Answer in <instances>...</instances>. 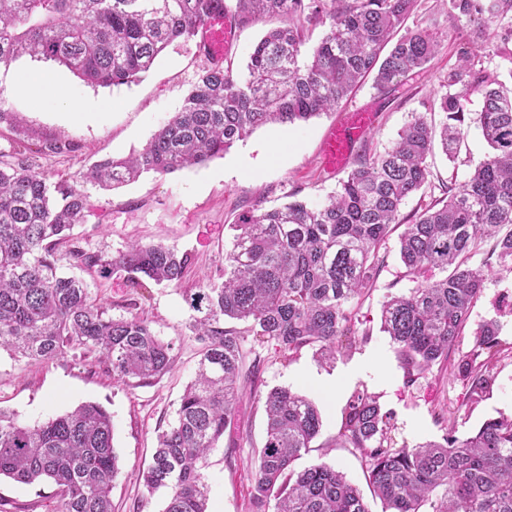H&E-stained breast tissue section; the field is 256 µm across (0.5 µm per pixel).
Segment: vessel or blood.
Instances as JSON below:
<instances>
[{
    "label": "vessel or blood",
    "mask_w": 512,
    "mask_h": 512,
    "mask_svg": "<svg viewBox=\"0 0 512 512\" xmlns=\"http://www.w3.org/2000/svg\"><path fill=\"white\" fill-rule=\"evenodd\" d=\"M236 35V21L231 14L213 12L199 32V46L211 60L220 62ZM375 110L357 108L344 117L327 133L321 149V163L329 174L345 169L351 162L356 145L375 127Z\"/></svg>",
    "instance_id": "vessel-or-blood-1"
}]
</instances>
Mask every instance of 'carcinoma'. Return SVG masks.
Returning a JSON list of instances; mask_svg holds the SVG:
<instances>
[{
	"label": "carcinoma",
	"mask_w": 512,
	"mask_h": 512,
	"mask_svg": "<svg viewBox=\"0 0 512 512\" xmlns=\"http://www.w3.org/2000/svg\"><path fill=\"white\" fill-rule=\"evenodd\" d=\"M416 7L417 0H0V63L29 56L92 86L122 85L171 45L194 38L218 8L240 26L280 19L254 46L244 73L229 65L201 69L181 109L142 150L81 173V181L113 189L144 173L202 165L268 124L333 112L371 74L386 92L426 71L441 36L427 28L397 36ZM449 9L470 36L448 70L440 131L415 117L390 149L359 159L325 203L294 200L241 215L231 225L222 282L187 298L199 313L193 330L202 357L174 422L158 434L152 462L139 473L148 494L166 491L163 512H208L201 463L234 424L247 345L273 341L286 360L315 347L331 361L367 338L353 303L374 287L380 249L396 226H404L400 261L419 284L388 297L381 329L397 347L407 382L446 362L465 385L466 402L490 392L494 363L512 352L497 323L478 325L471 353L456 356V345L487 277L497 266L512 269V87L481 61L492 44L512 64V0H449ZM309 25L326 30L307 55ZM474 94L482 98L476 121L492 152L407 222L402 206L428 180L435 139L454 157L461 100ZM62 150L39 140L34 151H0V350L28 361L93 356L123 383L157 380L171 368L173 344L136 314L109 315L82 279L60 271V260L139 286L144 279L179 283L188 257L161 243L134 242L117 256L84 249L73 230L87 223V196L74 180L50 181L31 160L33 152ZM481 253V263L471 264ZM226 319L246 327L226 329ZM265 414L253 486L258 509L369 512L343 472L325 463L296 468L322 428L307 395L274 388ZM395 431L392 413L358 391L336 437L364 459L374 494L393 512H512V416L489 419L466 439L449 428L443 441L413 447L397 445ZM118 473L112 415L103 405L88 402L32 422L0 410V478L51 481L58 512H112Z\"/></svg>",
	"instance_id": "obj_1"
}]
</instances>
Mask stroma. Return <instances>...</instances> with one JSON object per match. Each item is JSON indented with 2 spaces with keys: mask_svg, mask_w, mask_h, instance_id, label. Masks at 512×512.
I'll list each match as a JSON object with an SVG mask.
<instances>
[{
  "mask_svg": "<svg viewBox=\"0 0 512 512\" xmlns=\"http://www.w3.org/2000/svg\"><path fill=\"white\" fill-rule=\"evenodd\" d=\"M406 29L426 27L443 34L444 40L424 73L410 77L396 90L381 93L364 83L336 111L294 125H272L256 130L234 144L223 156L205 165L168 175L146 174L138 181L113 190L85 184L90 216L77 227L83 245L91 251L118 255L134 242H161L188 254L190 264L180 284L145 282L135 288L125 277L83 278L99 302L115 317L138 313L164 340L173 342L171 370L157 381L129 386L112 378L88 360L64 356L50 361H18L0 352V409L24 420H45L72 410L84 402L104 405L112 415L113 443L120 473L112 483L113 512H162L164 492L147 494L136 479L147 466L156 437L172 423L179 399L193 379L202 343L190 325L195 313L185 301L197 288L220 281L224 251L232 240V224L239 214L257 208L271 209L299 199L322 203L338 190L341 175L322 172L320 148L328 131L345 111L371 105L379 114L376 127L356 147L355 156L380 154L389 149L401 128L413 116L440 124L444 113L434 103L444 93L448 71L454 66L460 41L449 36V6L445 0H419L407 19ZM207 60L196 42L171 46L152 68L135 82L110 88L87 85L67 69L30 59L0 64V108L11 115L0 125V150L9 149L16 130L31 128L42 138L63 144V153L36 156L35 167L51 180L76 178L104 156L123 157L140 150L153 134L178 112L196 74ZM51 75L58 90L80 101L105 100L102 115H78L58 105L20 92L23 81ZM482 107L480 96L464 103V134L456 160L434 150L428 163L430 182L411 197L403 214L421 211L432 199L442 197L448 184L465 182L490 153L475 121ZM401 228H394L380 250L384 264L376 287L356 308L367 340L357 343L334 363L318 358L315 348H303L286 360L273 345L255 346L259 359L252 380L242 384L234 426L208 454L203 473L209 486V512H255L252 499L257 452L265 436L267 392L286 387L308 394L318 405L323 426L298 467L325 461L335 465L359 488H366L365 463L349 448L334 447L341 412L351 395L367 390L384 409L395 415L398 442L415 446L440 441L445 425H453L458 438L475 433L488 419L512 414V358L494 368V382L480 403L462 401L463 386L450 369L432 371L407 384L389 336L381 330V306L388 296L416 288L404 275L399 261ZM494 319L500 337L512 343V270L495 269L474 303L458 350L474 347L473 329ZM446 421L438 423L435 411ZM58 498L47 482L32 485L10 479L0 481V512H57Z\"/></svg>",
  "mask_w": 512,
  "mask_h": 512,
  "instance_id": "stroma-1",
  "label": "stroma"
}]
</instances>
